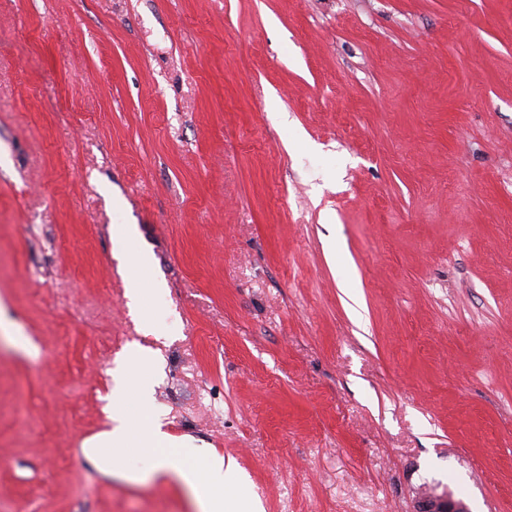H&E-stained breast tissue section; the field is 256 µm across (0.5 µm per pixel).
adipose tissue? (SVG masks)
Returning a JSON list of instances; mask_svg holds the SVG:
<instances>
[{"label": "adipose tissue", "mask_w": 512, "mask_h": 512, "mask_svg": "<svg viewBox=\"0 0 512 512\" xmlns=\"http://www.w3.org/2000/svg\"><path fill=\"white\" fill-rule=\"evenodd\" d=\"M163 292V285L144 270L126 290L144 333L157 339L166 331L157 326L146 299ZM155 362L154 350L139 346L127 349L120 358L108 395V428L86 443L87 457L123 479L146 483L160 473L172 476L187 491L196 512H235L224 496L226 489L242 480L233 459L189 440H174L161 422L144 423V412L154 404L147 375ZM119 450L124 453L120 459L115 456Z\"/></svg>", "instance_id": "1"}]
</instances>
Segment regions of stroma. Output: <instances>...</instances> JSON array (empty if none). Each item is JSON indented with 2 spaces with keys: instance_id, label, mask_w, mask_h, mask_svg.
Returning <instances> with one entry per match:
<instances>
[{
  "instance_id": "obj_1",
  "label": "stroma",
  "mask_w": 512,
  "mask_h": 512,
  "mask_svg": "<svg viewBox=\"0 0 512 512\" xmlns=\"http://www.w3.org/2000/svg\"><path fill=\"white\" fill-rule=\"evenodd\" d=\"M0 308V512H193L84 453L133 343L265 512H512V0H0ZM134 260L137 266L142 269L144 268L145 259L141 253L136 254ZM165 290L163 285L153 279L148 269L145 268L140 276L130 281L129 287L126 290L129 305L137 312L143 332L146 335L153 336L156 340H160L164 336H169V334L167 330L157 326L155 318L156 313L146 307V297L150 295L156 300ZM415 507V512H470L462 500L454 499L450 493L422 494L416 501Z\"/></svg>"
}]
</instances>
